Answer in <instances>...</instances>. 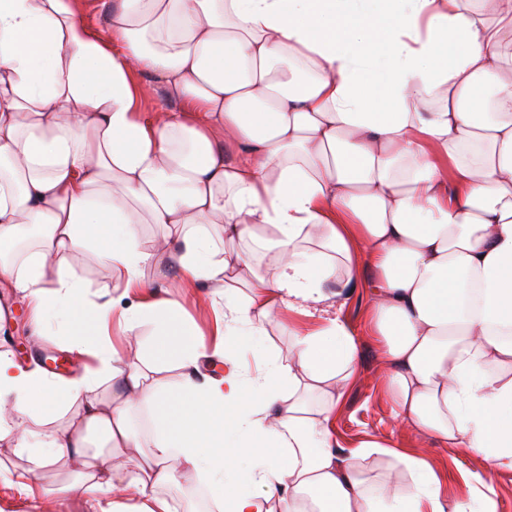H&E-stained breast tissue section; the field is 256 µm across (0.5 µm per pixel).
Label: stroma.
I'll return each instance as SVG.
<instances>
[{
	"label": "stroma",
	"instance_id": "1",
	"mask_svg": "<svg viewBox=\"0 0 512 512\" xmlns=\"http://www.w3.org/2000/svg\"><path fill=\"white\" fill-rule=\"evenodd\" d=\"M169 296L182 305L183 317L192 328L211 335L214 313L209 289L200 287L190 292L173 288ZM0 300L14 303L16 310L15 318L0 323V353L51 378H70L95 369L94 357L80 358L70 353L62 328L51 327L42 336L31 334L20 290L1 287ZM342 316L356 334L359 354L356 370L333 414V431L341 449L347 451L365 442H376L400 453L425 457L449 500L468 498L473 477L484 471L482 458L457 448L432 446L411 428L395 423L392 402L381 381V351L368 331V300L363 290H356L348 299ZM66 471V466L61 465L38 473L37 479L46 492L37 497L29 496L16 482L0 480V512H87L83 496L57 493Z\"/></svg>",
	"mask_w": 512,
	"mask_h": 512
}]
</instances>
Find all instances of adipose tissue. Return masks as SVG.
Listing matches in <instances>:
<instances>
[{"mask_svg":"<svg viewBox=\"0 0 512 512\" xmlns=\"http://www.w3.org/2000/svg\"><path fill=\"white\" fill-rule=\"evenodd\" d=\"M109 4L94 36L73 0H0V286L104 378L51 383L1 353L0 446L76 464L58 490L93 512H195L170 492L179 470L216 512H495L486 478L512 470V0ZM139 72L169 108L141 111ZM87 251L136 302L84 299ZM161 257L223 299L221 342L144 281ZM359 286L394 420L484 460L468 500L426 459L395 454L407 488L365 477L381 445L339 452L358 343L337 309ZM114 319L153 325L150 359L112 349ZM273 323L292 340L261 373L225 356ZM212 356L223 372H202Z\"/></svg>","mask_w":512,"mask_h":512,"instance_id":"ef3b65f1","label":"adipose tissue"}]
</instances>
